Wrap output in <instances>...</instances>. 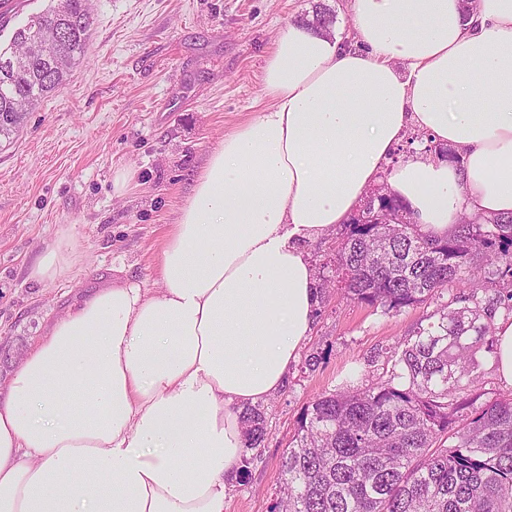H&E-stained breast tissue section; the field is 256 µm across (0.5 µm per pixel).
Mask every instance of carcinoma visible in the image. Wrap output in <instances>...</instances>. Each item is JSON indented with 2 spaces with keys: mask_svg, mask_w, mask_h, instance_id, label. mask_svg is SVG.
I'll use <instances>...</instances> for the list:
<instances>
[{
  "mask_svg": "<svg viewBox=\"0 0 512 512\" xmlns=\"http://www.w3.org/2000/svg\"><path fill=\"white\" fill-rule=\"evenodd\" d=\"M91 26L88 0H51L13 28L0 45L1 140L66 82ZM323 268L347 298L385 314L438 305L385 350L386 375L366 387L349 381L304 409L269 512H512V395L476 408L473 377L477 354L495 353L496 311L512 316V214L463 215L439 238L385 188L344 225ZM241 422L247 448L262 447L264 408Z\"/></svg>",
  "mask_w": 512,
  "mask_h": 512,
  "instance_id": "obj_1",
  "label": "carcinoma"
}]
</instances>
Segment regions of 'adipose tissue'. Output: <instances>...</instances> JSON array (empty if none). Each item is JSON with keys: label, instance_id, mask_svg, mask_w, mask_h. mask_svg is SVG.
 Listing matches in <instances>:
<instances>
[{"label": "adipose tissue", "instance_id": "adipose-tissue-1", "mask_svg": "<svg viewBox=\"0 0 512 512\" xmlns=\"http://www.w3.org/2000/svg\"><path fill=\"white\" fill-rule=\"evenodd\" d=\"M361 40L289 24L269 104L211 150L159 256L47 327L0 389V512H224L242 412L273 396L318 303L306 244L389 171L423 232L512 213V0H353ZM456 160L387 170L408 126ZM59 235L30 271L73 265Z\"/></svg>", "mask_w": 512, "mask_h": 512}]
</instances>
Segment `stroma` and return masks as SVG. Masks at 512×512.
<instances>
[{
	"mask_svg": "<svg viewBox=\"0 0 512 512\" xmlns=\"http://www.w3.org/2000/svg\"><path fill=\"white\" fill-rule=\"evenodd\" d=\"M321 3L354 41L350 0H91L85 62L0 144V349H30L77 295L108 282L155 287L160 247L210 151L268 105L261 75L274 40ZM122 166L137 184L118 196ZM60 233L76 247L71 270L30 279ZM431 310L386 314L326 295L284 389L263 403L265 443L248 451L249 477L228 489L224 512H268L303 409L345 380L370 384L382 372L375 355Z\"/></svg>",
	"mask_w": 512,
	"mask_h": 512,
	"instance_id": "stroma-1",
	"label": "stroma"
}]
</instances>
